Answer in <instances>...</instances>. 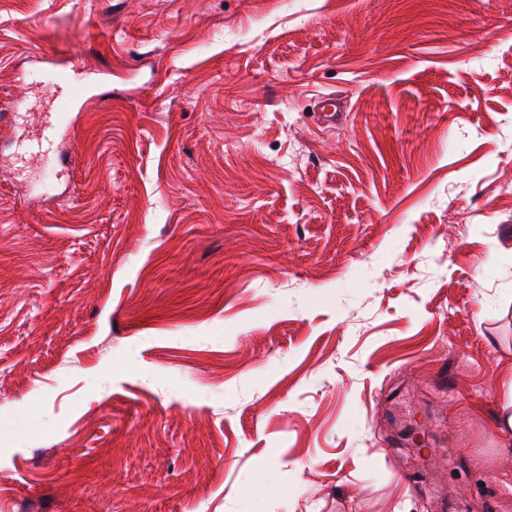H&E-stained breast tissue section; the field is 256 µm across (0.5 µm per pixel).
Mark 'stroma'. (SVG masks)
<instances>
[{
	"instance_id": "1",
	"label": "stroma",
	"mask_w": 512,
	"mask_h": 512,
	"mask_svg": "<svg viewBox=\"0 0 512 512\" xmlns=\"http://www.w3.org/2000/svg\"><path fill=\"white\" fill-rule=\"evenodd\" d=\"M304 9L0 0V512H512V0Z\"/></svg>"
}]
</instances>
